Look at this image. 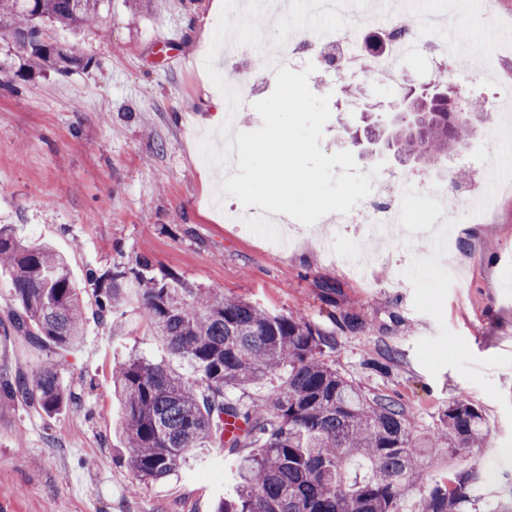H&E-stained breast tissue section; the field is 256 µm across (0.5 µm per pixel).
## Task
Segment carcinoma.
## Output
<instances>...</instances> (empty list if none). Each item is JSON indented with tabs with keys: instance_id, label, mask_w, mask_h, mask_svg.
I'll return each mask as SVG.
<instances>
[{
	"instance_id": "cac0c4a2",
	"label": "carcinoma",
	"mask_w": 512,
	"mask_h": 512,
	"mask_svg": "<svg viewBox=\"0 0 512 512\" xmlns=\"http://www.w3.org/2000/svg\"><path fill=\"white\" fill-rule=\"evenodd\" d=\"M104 2L0 0V40L25 53L31 70L76 67L80 59L63 50L48 27H100ZM36 31L38 48L29 41ZM430 81L440 85L438 95L412 94L419 124L396 135L398 153L427 168L471 133L457 116L458 94L448 80L434 74ZM465 103L469 113L492 120L488 101L469 96ZM0 270L21 310L14 329L45 353L35 384L20 376L7 392L55 413L69 399L58 380L60 362L83 341L84 304L69 264L50 245L24 244L0 226ZM143 296L154 335L196 376L183 379L136 356L114 368L123 410L120 461L135 481L170 477L195 448H222L237 456L235 484L215 512H401L402 499L414 493L420 494L418 512H465L471 500L466 478L427 489L424 475L425 460L473 452L487 441L482 413L471 402H450L440 431L419 448L406 406L341 376L323 359L329 335L302 317L172 282L153 283ZM268 376L281 379L272 400L235 396ZM256 445L257 451L241 454Z\"/></svg>"
}]
</instances>
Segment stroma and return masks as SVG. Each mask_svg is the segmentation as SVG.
Returning <instances> with one entry per match:
<instances>
[{"instance_id":"1","label":"stroma","mask_w":512,"mask_h":512,"mask_svg":"<svg viewBox=\"0 0 512 512\" xmlns=\"http://www.w3.org/2000/svg\"><path fill=\"white\" fill-rule=\"evenodd\" d=\"M214 2L112 0L104 27L58 31L59 43L83 60L66 74L23 72L21 56L0 43V62L14 74L0 86V225L64 254L85 301L84 341L59 369L70 401L48 415L3 389L17 376L35 379L44 354L14 331L18 307L0 274V512H215L233 456L198 448L175 475L135 487L113 433L122 415L115 364L137 355L192 376L152 336L142 304L149 281L170 274L273 313L302 314L332 336L324 359L366 392L406 404L415 435L437 433L448 403L469 400L489 429L485 447L435 458L426 480L466 473L467 512H497L512 498V182L478 223L456 225L447 252L414 238L359 253L363 224L333 229L323 218L274 230L250 224L256 207L237 199L215 206L208 185L221 183L224 171L203 163L199 150L222 99L205 68L220 18ZM409 3L427 15L453 14L461 39L483 29L488 41L472 53L488 55L496 80L512 84V0H495L489 11L475 0ZM340 24L308 0L280 9L264 37L281 42L295 25L324 37ZM173 30L181 40L171 49L162 38ZM431 67L428 56L408 58L397 85L359 82L357 103L345 99L342 77L310 74L312 93L329 99L325 154L351 152L363 173L400 170L391 151L355 134L367 105L392 129L391 104L403 87L427 83ZM502 130L503 116L494 114L446 164L411 163L413 185L380 180L373 192L409 222L444 211L445 202H431L428 181L447 178L449 164L474 165L491 140L500 166L512 168V137ZM278 231L291 245L267 246ZM112 283L122 300L103 320L95 297ZM350 315L356 326H348Z\"/></svg>"}]
</instances>
